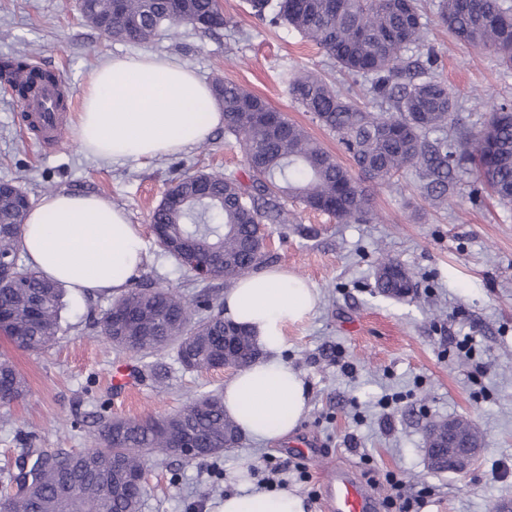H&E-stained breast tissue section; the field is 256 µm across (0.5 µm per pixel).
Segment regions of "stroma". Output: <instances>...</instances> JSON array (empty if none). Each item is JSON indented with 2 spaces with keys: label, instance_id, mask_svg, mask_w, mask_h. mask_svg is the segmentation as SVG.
Here are the masks:
<instances>
[{
  "label": "stroma",
  "instance_id": "stroma-1",
  "mask_svg": "<svg viewBox=\"0 0 512 512\" xmlns=\"http://www.w3.org/2000/svg\"><path fill=\"white\" fill-rule=\"evenodd\" d=\"M439 0H424L436 75L463 105L465 126L481 122L488 101L512 99V73L487 51L460 44L439 24ZM227 26L211 35L192 27L147 44L110 39L86 24L72 0H0V58L27 53L32 63L59 75L68 93L63 138L42 151L20 119V101L0 85V181L25 190L32 201L48 192L101 195L123 208L144 230L147 261L142 278L193 298L202 288L181 275L150 233L151 211L171 182L185 172L243 171L233 139L216 129L206 143L143 164H112L87 154L75 132L89 75L118 55H165L205 81L222 78L264 97L287 113L341 162L335 136L288 94L287 71L320 70L364 100L368 82L340 73L311 42L285 26L249 13L245 0H219ZM447 208L433 207L408 173L393 186L376 187L377 223L339 224L329 215L288 203V221L269 227L272 265L306 279L320 305L306 322L287 329V359L309 387L310 410L275 446L243 438L238 447L203 462L175 457L154 462L141 512H220L241 468L257 471L295 458L300 470L288 486L306 512H327L320 471L341 464L373 478L385 497L386 474L406 490L430 489L421 512H493L512 501V211L473 195L461 184ZM391 258L413 275L415 294L398 301L378 293L379 259ZM62 331L50 349L29 353L0 336L6 354L28 383L27 397L0 406V467L29 448L91 447L106 417L164 416L224 385L216 369L184 371L168 350L149 357L167 370L163 383L140 374L141 359L115 351L100 332L112 298L66 291ZM470 339L472 351L457 343ZM136 371V388L114 390L115 365ZM463 418L480 432L483 450L463 476L435 473L425 455L426 421Z\"/></svg>",
  "mask_w": 512,
  "mask_h": 512
}]
</instances>
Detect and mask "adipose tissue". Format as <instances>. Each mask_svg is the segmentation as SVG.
Masks as SVG:
<instances>
[{"label": "adipose tissue", "mask_w": 512, "mask_h": 512, "mask_svg": "<svg viewBox=\"0 0 512 512\" xmlns=\"http://www.w3.org/2000/svg\"><path fill=\"white\" fill-rule=\"evenodd\" d=\"M207 84L193 71L153 54L115 57L84 90L77 136L86 152L112 163L143 164L206 142L222 125ZM21 247L30 267L79 293L119 294L142 269L146 246L139 225L95 194L54 192L33 207ZM317 288L279 268L242 276L224 293V316L252 329L261 359L224 384L226 414L257 441L288 437L306 416L308 392L283 359L288 325L316 310ZM222 512H304L287 490L258 488L243 472Z\"/></svg>", "instance_id": "obj_1"}]
</instances>
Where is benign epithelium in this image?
Wrapping results in <instances>:
<instances>
[{
	"instance_id": "7a95c632",
	"label": "benign epithelium",
	"mask_w": 512,
	"mask_h": 512,
	"mask_svg": "<svg viewBox=\"0 0 512 512\" xmlns=\"http://www.w3.org/2000/svg\"><path fill=\"white\" fill-rule=\"evenodd\" d=\"M426 432L430 440V465L435 470L466 474L482 451L481 441L472 431L464 429L459 419L444 422L441 430L430 423ZM172 443V453L176 456L192 461L201 455V450L187 438L176 436Z\"/></svg>"
}]
</instances>
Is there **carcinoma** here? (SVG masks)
Segmentation results:
<instances>
[{
    "mask_svg": "<svg viewBox=\"0 0 512 512\" xmlns=\"http://www.w3.org/2000/svg\"><path fill=\"white\" fill-rule=\"evenodd\" d=\"M260 21L286 25L315 44L342 73L369 81L374 111L330 84L316 69L287 73L291 99L336 136L353 166L343 165L300 125L244 87L215 79L224 112V133L245 157L244 175L197 170L166 190L151 215L158 246L183 273L186 252L214 265L213 279L231 288L268 260L269 224L288 223L285 202L326 213L338 224L378 222L370 185H390L415 172L423 195L446 205L466 176L512 209V100L490 105L478 128L459 129L462 110L448 85L433 75L437 58L426 39L421 0H246ZM83 19L115 41L143 44L183 25L203 33L224 28L219 0H77ZM438 17L457 41L493 52L512 71V0H439ZM0 79L25 101L38 84H58L50 71L35 70L23 55L0 59ZM0 192V254L12 268L0 275V309L8 315L13 348L41 352L61 332L64 289L44 279L23 259L20 240L28 194L11 181ZM375 287L404 300L414 292L410 272L391 259L377 267ZM224 299L203 290L193 300L146 280L115 297L101 333L120 352L146 357L175 350L183 370L206 372L230 357L245 368L260 356L252 336L222 316ZM122 316L112 335V315ZM27 382L0 354V405L27 395ZM185 430L215 457L241 440L238 423L224 413L222 393L197 397L166 417L151 414L101 422L94 444L81 451L27 449L35 456L30 483L7 471L0 495L10 512H141L146 486H129L124 475L167 456L170 438L161 429ZM123 473L112 468V458ZM113 486L110 494L104 492Z\"/></svg>",
    "mask_w": 512,
    "mask_h": 512,
    "instance_id": "obj_1",
    "label": "carcinoma"
}]
</instances>
